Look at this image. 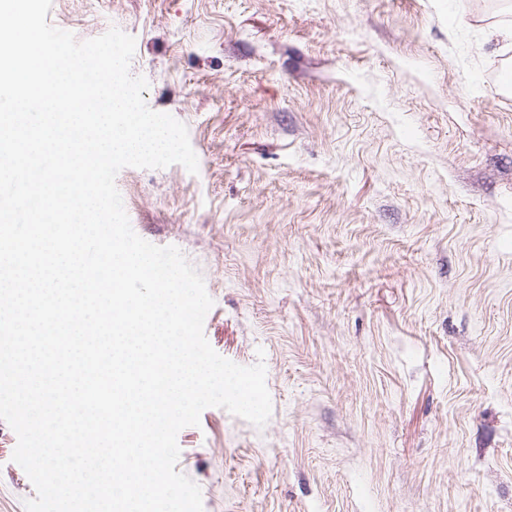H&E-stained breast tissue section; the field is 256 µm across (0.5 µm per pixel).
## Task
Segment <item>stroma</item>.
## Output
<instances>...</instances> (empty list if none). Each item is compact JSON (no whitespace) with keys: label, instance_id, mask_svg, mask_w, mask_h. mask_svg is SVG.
I'll return each mask as SVG.
<instances>
[{"label":"stroma","instance_id":"1","mask_svg":"<svg viewBox=\"0 0 512 512\" xmlns=\"http://www.w3.org/2000/svg\"><path fill=\"white\" fill-rule=\"evenodd\" d=\"M52 0L136 40L199 172L116 176L134 232L214 301L264 427L183 428L203 512H512V0ZM0 420V512L35 490Z\"/></svg>","mask_w":512,"mask_h":512}]
</instances>
